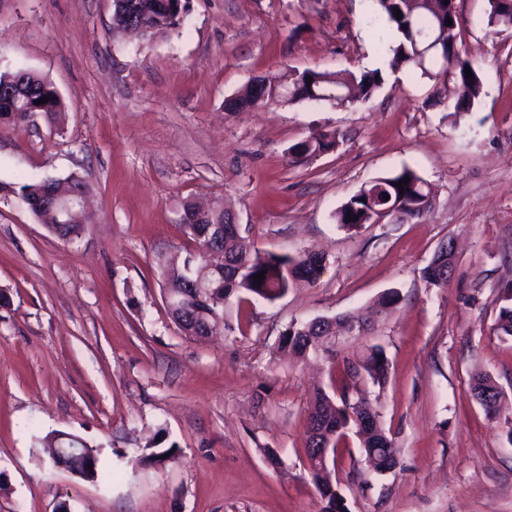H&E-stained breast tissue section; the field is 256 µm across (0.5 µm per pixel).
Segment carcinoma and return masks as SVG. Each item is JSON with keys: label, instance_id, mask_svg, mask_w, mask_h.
<instances>
[{"label": "carcinoma", "instance_id": "cac0c4a2", "mask_svg": "<svg viewBox=\"0 0 512 512\" xmlns=\"http://www.w3.org/2000/svg\"><path fill=\"white\" fill-rule=\"evenodd\" d=\"M136 15L142 18L144 29L141 36L148 40L163 39L174 33L180 26L183 15L165 10L163 0H131ZM378 14L387 24V32L381 39H391L392 53L390 67L405 70L434 83L444 85L454 81L456 101L453 113L470 111L480 99L483 87L479 66L464 59L457 50L459 15L456 10L447 9L444 0H375ZM487 25L489 34L496 36L512 30V0H488ZM401 19H396V11ZM452 23H447V20ZM472 76H466V70ZM384 78L380 70L337 71L306 69L302 72L287 70L275 76H264L260 82H250L236 94L250 109L272 105H294L303 101H325L336 106L347 107L371 97L381 88ZM21 84L34 95L35 99L47 98L38 105L39 112L54 124L64 108L61 98L51 83L36 73L28 71L0 72V86ZM339 146V133L319 132L290 148L293 162L300 163L313 157L335 150ZM409 178V183L399 189L394 183ZM433 191L430 184L415 170L404 167L399 171L370 182L351 196L336 212L337 223L347 227L362 224H376L390 219L397 223L422 220L433 205ZM226 223L222 211H214L196 224H186L187 233L198 240L211 224ZM224 257L228 264L224 274L213 277L218 289L217 297L209 304H200L187 294L192 278L187 270L198 274L205 263L201 253H186L171 262L168 267L163 289L182 294L180 308L184 313L178 317L184 332L193 331L208 324L224 322V305L228 299L240 292L249 293L266 300H274L288 290L301 285L312 286L318 282L325 267L324 255L302 250L295 254H276L262 251L236 232L224 235ZM454 252L448 249V242L440 244L431 262L422 270V279L430 286L442 288L448 283L454 271ZM266 271L264 280L254 281L253 276ZM501 300L505 302L496 320V331L502 336L512 337V283L501 289ZM400 302L399 293L390 291L379 298L378 311L386 316L392 313ZM316 335L313 322L292 324L283 334L282 347L299 357L328 350L329 341L323 339L317 346L309 345V338ZM387 359L379 350H372L361 362L349 363L344 369L350 381L368 376L373 383L381 385L386 380ZM471 389L479 397L496 390V383L487 373L476 371L471 376ZM377 422V413L370 404L351 401L349 394L335 401L325 391L315 395L308 414L306 454L313 448L328 449L326 466L336 465V455L345 429L357 427V421ZM312 480L320 495L326 501L324 512H345L343 497L339 490L332 489L327 474L321 470L312 473Z\"/></svg>", "mask_w": 512, "mask_h": 512}]
</instances>
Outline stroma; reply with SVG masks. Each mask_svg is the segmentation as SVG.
Returning <instances> with one entry per match:
<instances>
[{
	"label": "stroma",
	"mask_w": 512,
	"mask_h": 512,
	"mask_svg": "<svg viewBox=\"0 0 512 512\" xmlns=\"http://www.w3.org/2000/svg\"><path fill=\"white\" fill-rule=\"evenodd\" d=\"M456 3L459 51L483 82L458 115L428 80L391 71L374 0H190L152 42L113 38L111 0H0V71L43 75L65 112L0 131V512H322L305 454L319 387L366 398L399 450L377 474L343 440L348 512H512V340L495 330L512 283V33L489 36L488 0ZM307 68L384 82L348 107L225 111L253 77ZM319 130L342 144L292 164L290 147ZM405 166L436 193L421 222L337 223L362 186ZM71 175L96 221L67 242L20 188ZM193 196L223 198L260 249L323 253L317 285L234 295L220 334H182L161 267L193 248ZM451 238L456 270L428 287L421 271ZM390 290L402 301L368 335L307 361L282 353L290 324L366 311ZM375 347L385 383L345 388V362ZM476 371L505 393L498 418L472 396ZM54 431L98 448L112 480L55 466L42 443ZM169 447L174 460H150Z\"/></svg>",
	"instance_id": "35a3bbf8"
}]
</instances>
